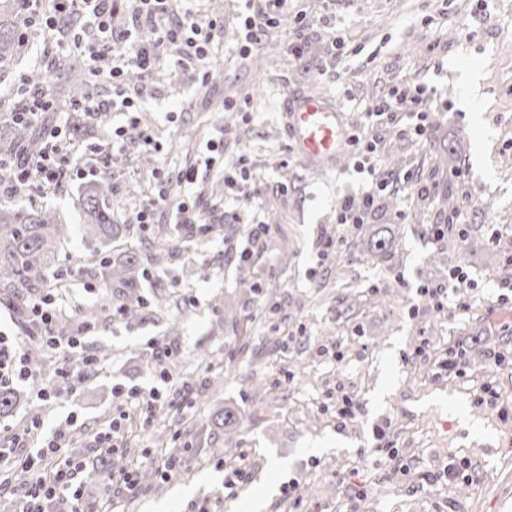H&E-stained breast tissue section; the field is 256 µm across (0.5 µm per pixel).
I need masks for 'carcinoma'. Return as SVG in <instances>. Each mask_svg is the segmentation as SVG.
I'll return each mask as SVG.
<instances>
[{"mask_svg": "<svg viewBox=\"0 0 512 512\" xmlns=\"http://www.w3.org/2000/svg\"><path fill=\"white\" fill-rule=\"evenodd\" d=\"M19 0H0V65L10 63L25 42L19 23ZM108 114L89 116L85 113L70 117L69 136L74 145L95 127L107 123ZM40 140L37 127L15 119L5 118L0 127V304L12 307L24 325H29L27 302L54 288L59 294L67 291L66 279H52L50 274L62 270L61 247L70 229L49 209L35 207L19 199L20 179L16 166L10 163L18 153L32 151ZM112 179L104 174L75 199L74 206L84 216V242L88 249L82 257L85 272L106 290L107 304L127 318L138 315L142 299L138 294L139 278L146 266L158 265L177 255L183 241L165 229L156 232L154 241L144 249L121 248L119 242L139 231L136 224L113 223ZM29 364L45 374L51 361L38 348L26 351ZM68 375L61 381L59 392L79 387L87 381L91 368L87 358L75 352L64 354ZM21 394L14 388L0 389V417L13 414L20 405ZM242 415L226 408L221 425L224 435L232 436L239 427Z\"/></svg>", "mask_w": 512, "mask_h": 512, "instance_id": "obj_1", "label": "carcinoma"}]
</instances>
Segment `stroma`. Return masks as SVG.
Wrapping results in <instances>:
<instances>
[{"mask_svg": "<svg viewBox=\"0 0 512 512\" xmlns=\"http://www.w3.org/2000/svg\"><path fill=\"white\" fill-rule=\"evenodd\" d=\"M195 8L223 23L206 82L175 65L178 49L168 46L149 82L134 71L125 77L139 122L115 111L107 124L123 129L125 149L93 133L70 154V178L28 196L67 215L64 252L74 256L85 250L73 207L85 162L111 171L118 224L134 223L155 169H193L187 194L214 230L149 268L143 320L106 308L104 290L85 274L72 278L69 315L102 309L79 349L88 357L109 350L110 366L48 402L21 385L22 406L0 419V445L36 414L48 432L70 418L99 432L116 387H154L168 414L166 441L154 437L157 412L131 414L112 468L147 459L161 466L172 451L178 460L171 477L115 499V512H241L250 503L258 512H512V298L501 288L512 281V0H288L278 27L244 59L242 0H197ZM299 13L308 43L295 65L286 45ZM326 15L351 37L334 74L317 68L330 48ZM56 51L32 31L14 63L0 67V100L35 89L65 99L58 81L43 79ZM460 62L481 69L477 127L457 105ZM404 80L433 91L430 135L421 142L403 123L383 126L378 164L389 175L414 173L420 189L389 188L371 223H337L342 201L361 199L358 158L346 155L325 172L307 168L286 135L283 101L305 91L331 96L352 132L365 136L366 103ZM242 156L251 173L243 192L258 196L252 224L237 221L238 204L214 191ZM460 167L471 173L468 184L453 177ZM455 211L465 223L433 239L431 226ZM381 237L390 242L384 259L369 252ZM335 238L339 249L324 252ZM456 268L473 284L467 309H458L455 291L439 302L420 296L419 286L444 282ZM154 341L173 351L161 373L151 363ZM452 356L462 374L448 372ZM348 402L356 407L350 419L339 414ZM224 407L246 419L230 439L211 422ZM470 423L481 437L469 435ZM452 461L462 464V479L444 478ZM241 462L249 479L226 492Z\"/></svg>", "mask_w": 512, "mask_h": 512, "instance_id": "1", "label": "stroma"}]
</instances>
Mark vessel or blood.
Returning <instances> with one entry per match:
<instances>
[{
    "mask_svg": "<svg viewBox=\"0 0 512 512\" xmlns=\"http://www.w3.org/2000/svg\"><path fill=\"white\" fill-rule=\"evenodd\" d=\"M287 131L295 153L310 167L335 166L347 152L350 125L336 103L318 94H301L284 107Z\"/></svg>",
    "mask_w": 512,
    "mask_h": 512,
    "instance_id": "1",
    "label": "vessel or blood"
}]
</instances>
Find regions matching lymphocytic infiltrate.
Returning <instances> with one entry per match:
<instances>
[{"mask_svg": "<svg viewBox=\"0 0 512 512\" xmlns=\"http://www.w3.org/2000/svg\"><path fill=\"white\" fill-rule=\"evenodd\" d=\"M118 0H57L53 13L43 11V0H23L28 19L40 21L45 28L57 30L63 15L71 11L81 13L87 28L84 37L73 40V46L84 55L91 76L107 75L112 84L111 100L91 96L74 101L73 111L95 115L100 112L119 110L130 112L134 102L124 87V78L130 70H137L142 79H150L159 63L162 47L175 45L179 48L177 65L190 72L193 80L205 81L207 74L201 64L212 53L213 43L222 25L219 20L201 19L193 7H185L182 14L170 12V0H135L136 6L130 28L118 31L112 26V16ZM284 0H246L247 13L240 35L241 53H249L261 46L276 26L274 12ZM108 62L107 70H100V62ZM431 92L423 84H401L393 87L385 96L369 102L366 118L371 126L378 127L396 122L406 116L410 135L427 140L430 130L428 105ZM67 150L61 130H51L47 143L35 159L20 165L23 186L58 185L68 175L65 166ZM370 180L360 203L345 200L341 204L337 221L341 224H364L372 215L379 196L390 183L375 178L374 167H367ZM155 193L137 213V223L147 225L157 206L175 208L180 223L197 224L201 217L189 198H173L174 186H187L196 180L195 170L172 172L158 169L153 173ZM62 311V299L55 292H46L29 304V313L39 325L38 342L50 349L77 347L78 336L61 335L55 323ZM20 382L29 383L38 400L48 401L56 396L54 380L43 377L30 366L25 358L21 341L0 336V388L12 387ZM121 409L113 417L106 430L98 432L95 442L110 453H118L125 433L130 412L154 407L157 390L133 387L117 391ZM72 433L68 429H55L43 437L39 446L29 449L0 448V485L9 484L14 472L26 476L16 502L15 512H44L45 501L64 497L70 500L71 512L82 510V485L79 476L84 469L83 461L70 452Z\"/></svg>", "mask_w": 512, "mask_h": 512, "instance_id": "obj_1", "label": "lymphocytic infiltrate"}]
</instances>
